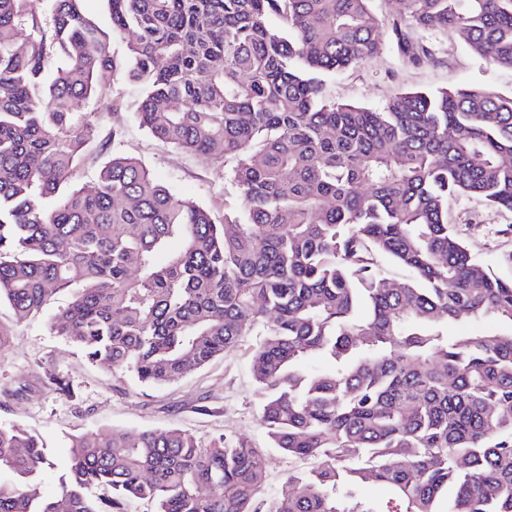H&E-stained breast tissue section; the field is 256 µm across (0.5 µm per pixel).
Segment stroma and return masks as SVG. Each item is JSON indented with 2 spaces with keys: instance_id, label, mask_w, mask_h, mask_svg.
Instances as JSON below:
<instances>
[{
  "instance_id": "stroma-1",
  "label": "stroma",
  "mask_w": 512,
  "mask_h": 512,
  "mask_svg": "<svg viewBox=\"0 0 512 512\" xmlns=\"http://www.w3.org/2000/svg\"><path fill=\"white\" fill-rule=\"evenodd\" d=\"M430 37L439 50L438 63L412 66L384 39L370 60L327 82L328 96L378 108L400 89L489 85L512 92L511 69L488 65L467 44L439 31H431ZM106 83L111 89L107 103L81 101L78 110L97 113L102 131H119L124 151L139 158L174 192L223 215L225 200L234 195L223 166L152 138L134 118L136 86L112 77ZM448 221L481 260L495 263L499 254L512 251V234L505 231L512 224V212L464 197L451 205ZM0 324L14 332L10 347L0 352V423L42 439L48 460L41 476L43 497H58L69 466L70 438L86 431L177 428L191 432L204 448L221 434L245 439L265 451L268 499L286 490L289 473L304 466L303 461L271 449L260 422L251 372L252 352L259 341L255 332L242 336L233 350L194 374L147 388L130 374L88 362L50 330L47 315L20 322L2 302ZM52 375L70 381L74 396L54 391L48 383Z\"/></svg>"
}]
</instances>
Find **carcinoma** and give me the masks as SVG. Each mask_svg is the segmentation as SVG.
<instances>
[{
  "label": "carcinoma",
  "mask_w": 512,
  "mask_h": 512,
  "mask_svg": "<svg viewBox=\"0 0 512 512\" xmlns=\"http://www.w3.org/2000/svg\"><path fill=\"white\" fill-rule=\"evenodd\" d=\"M28 2L0 0V302L22 321L70 291L50 329L146 386L260 327V421L312 466L267 501L262 451L243 440L84 433L48 500L42 446L0 424V512H512V331L451 333L512 327V278L448 224L462 197L512 212V94L400 90L380 109L326 94L383 37L414 66L439 62L418 38L435 28L512 69V0H395L386 23L372 0H107L108 30L79 0H49L48 18ZM108 70L138 87L139 127L225 166L223 220L75 110L109 97ZM369 482L387 505L360 497Z\"/></svg>",
  "instance_id": "1"
}]
</instances>
